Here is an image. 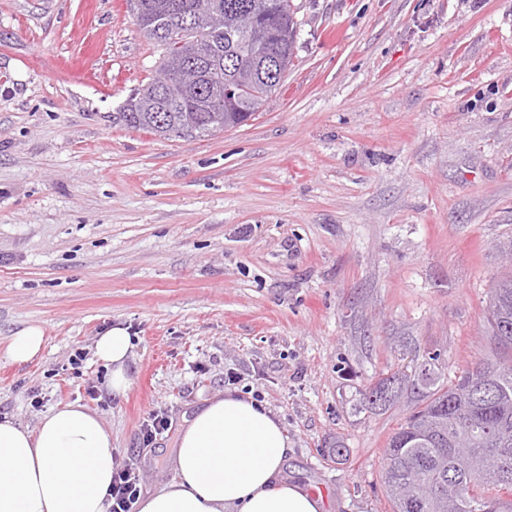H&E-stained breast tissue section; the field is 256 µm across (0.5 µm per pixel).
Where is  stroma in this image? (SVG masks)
Returning <instances> with one entry per match:
<instances>
[{"label": "stroma", "instance_id": "obj_1", "mask_svg": "<svg viewBox=\"0 0 512 512\" xmlns=\"http://www.w3.org/2000/svg\"><path fill=\"white\" fill-rule=\"evenodd\" d=\"M294 4V64L256 118L164 139L112 121L162 57L127 0H0V414L33 428L81 401L145 493L184 418L257 395L325 512H392L384 452L412 404L363 393L433 352L449 379L498 353L512 0ZM28 325L43 352L10 363ZM115 325L135 340L119 396L94 356Z\"/></svg>", "mask_w": 512, "mask_h": 512}]
</instances>
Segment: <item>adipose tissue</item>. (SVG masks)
Listing matches in <instances>:
<instances>
[{"label":"adipose tissue","mask_w":512,"mask_h":512,"mask_svg":"<svg viewBox=\"0 0 512 512\" xmlns=\"http://www.w3.org/2000/svg\"><path fill=\"white\" fill-rule=\"evenodd\" d=\"M134 347L127 328L106 329L94 354L109 386L130 387ZM288 436L248 395L208 400L179 432L173 480L135 504L137 512H321L322 500L282 475ZM117 461L112 430L81 402L56 406L36 427L0 416V512H110Z\"/></svg>","instance_id":"adipose-tissue-1"}]
</instances>
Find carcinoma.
Masks as SVG:
<instances>
[{
    "label": "carcinoma",
    "instance_id": "obj_1",
    "mask_svg": "<svg viewBox=\"0 0 512 512\" xmlns=\"http://www.w3.org/2000/svg\"><path fill=\"white\" fill-rule=\"evenodd\" d=\"M207 0H142L146 18L138 25L150 42L162 47L163 61L182 55L179 33L159 40L155 23L168 12L186 16L195 35L210 41L211 63L226 82H237L234 103L216 112L205 104L206 88L169 102L164 112H114L112 122L163 137H201L239 127L277 90L284 76L267 75L263 62L275 54L281 71L295 56L297 14L293 0L269 9L267 0H222L266 16L267 40L243 38L229 31H208L198 11ZM490 336L502 355L482 359L454 382H444L440 354L434 353L411 374L378 379L363 403L389 409L404 395L412 413L391 436L385 453L384 483L393 512H512V273L492 288ZM469 442L460 455L455 441Z\"/></svg>",
    "mask_w": 512,
    "mask_h": 512
}]
</instances>
